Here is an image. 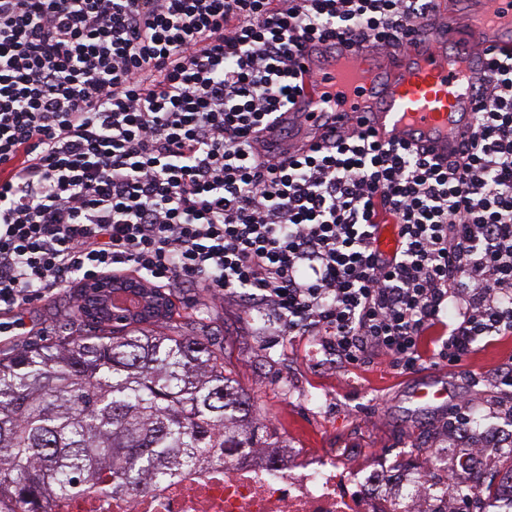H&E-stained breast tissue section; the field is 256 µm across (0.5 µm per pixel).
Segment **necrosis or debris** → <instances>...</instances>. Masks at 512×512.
<instances>
[{
  "instance_id": "necrosis-or-debris-1",
  "label": "necrosis or debris",
  "mask_w": 512,
  "mask_h": 512,
  "mask_svg": "<svg viewBox=\"0 0 512 512\" xmlns=\"http://www.w3.org/2000/svg\"><path fill=\"white\" fill-rule=\"evenodd\" d=\"M426 502L446 512L448 481L441 459L391 484L381 466L354 468L344 451L281 459H235L218 470L192 471L128 495L79 491L51 512H406Z\"/></svg>"
}]
</instances>
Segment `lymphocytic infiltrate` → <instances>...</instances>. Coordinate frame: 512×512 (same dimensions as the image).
Wrapping results in <instances>:
<instances>
[{
    "label": "lymphocytic infiltrate",
    "mask_w": 512,
    "mask_h": 512,
    "mask_svg": "<svg viewBox=\"0 0 512 512\" xmlns=\"http://www.w3.org/2000/svg\"><path fill=\"white\" fill-rule=\"evenodd\" d=\"M435 2L0 0V312L131 272L256 301L344 365L512 334V54L454 158L361 129L261 146L306 45L387 50Z\"/></svg>",
    "instance_id": "lymphocytic-infiltrate-1"
}]
</instances>
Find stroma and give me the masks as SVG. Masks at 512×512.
<instances>
[{"label": "stroma", "instance_id": "obj_1", "mask_svg": "<svg viewBox=\"0 0 512 512\" xmlns=\"http://www.w3.org/2000/svg\"><path fill=\"white\" fill-rule=\"evenodd\" d=\"M166 292L177 311L193 317L198 332L223 344L224 367L247 398L261 434L288 447L311 454L357 448L363 461L382 456L417 472L433 452L450 467L459 445L475 448L502 428L512 429V381L499 373L512 356V335L482 339L455 366L426 363L408 373L376 358L331 367L312 356L315 338L284 339L273 316L253 310L249 300L231 298L203 311L199 289L174 282ZM74 294L67 288L0 312V323L16 326L12 336L0 338V352L64 335ZM424 389L440 392L444 404L423 403L417 394ZM314 396L320 405L311 404ZM462 404L480 423L456 440L449 430Z\"/></svg>", "mask_w": 512, "mask_h": 512}]
</instances>
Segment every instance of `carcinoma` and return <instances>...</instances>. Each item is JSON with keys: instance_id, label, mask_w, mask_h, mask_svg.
Here are the masks:
<instances>
[{"instance_id": "1", "label": "carcinoma", "mask_w": 512, "mask_h": 512, "mask_svg": "<svg viewBox=\"0 0 512 512\" xmlns=\"http://www.w3.org/2000/svg\"><path fill=\"white\" fill-rule=\"evenodd\" d=\"M57 342L0 357V512L79 490L142 492L185 469L282 457L259 436L224 346L165 311L83 318Z\"/></svg>"}]
</instances>
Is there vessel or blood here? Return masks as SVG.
I'll return each mask as SVG.
<instances>
[{
    "label": "vessel or blood",
    "mask_w": 512,
    "mask_h": 512,
    "mask_svg": "<svg viewBox=\"0 0 512 512\" xmlns=\"http://www.w3.org/2000/svg\"><path fill=\"white\" fill-rule=\"evenodd\" d=\"M512 54V0H453L391 58L365 45L325 60L306 49L303 89L287 119L301 132L361 127L445 159L475 123L478 52Z\"/></svg>",
    "instance_id": "obj_1"
}]
</instances>
